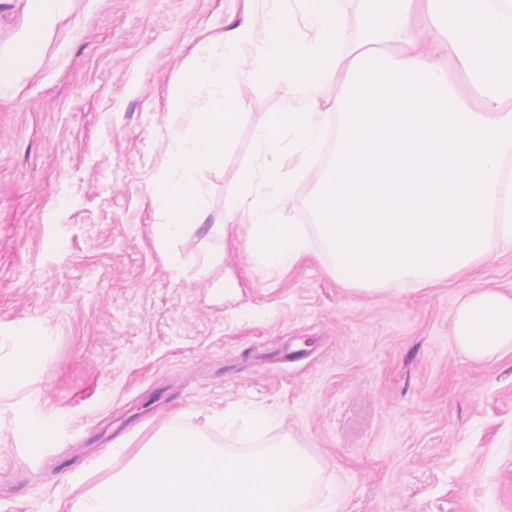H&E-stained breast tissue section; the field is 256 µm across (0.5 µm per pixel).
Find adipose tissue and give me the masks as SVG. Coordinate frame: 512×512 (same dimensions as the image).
Segmentation results:
<instances>
[{
    "instance_id": "adipose-tissue-1",
    "label": "adipose tissue",
    "mask_w": 512,
    "mask_h": 512,
    "mask_svg": "<svg viewBox=\"0 0 512 512\" xmlns=\"http://www.w3.org/2000/svg\"><path fill=\"white\" fill-rule=\"evenodd\" d=\"M69 0H26L28 18L23 42L33 44L46 37L65 17ZM456 343L469 356L482 360L512 346V295L477 288L457 307L452 323ZM45 349L33 341L15 340L10 354L0 357V393L10 392L40 359Z\"/></svg>"
}]
</instances>
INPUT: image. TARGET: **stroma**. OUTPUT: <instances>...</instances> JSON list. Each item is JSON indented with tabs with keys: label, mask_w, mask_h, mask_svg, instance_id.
Segmentation results:
<instances>
[{
	"label": "stroma",
	"mask_w": 512,
	"mask_h": 512,
	"mask_svg": "<svg viewBox=\"0 0 512 512\" xmlns=\"http://www.w3.org/2000/svg\"><path fill=\"white\" fill-rule=\"evenodd\" d=\"M30 73L0 84V348L46 345L0 395V512H65L169 429L252 454L294 443L316 462L307 512H512V349L473 360L452 336L466 292L512 294V246L428 286L347 287L308 217L304 170L290 218L309 239L292 266L249 252L224 215L254 132L285 84L240 75L236 142L195 176L205 215L158 243L169 153L206 107L180 87L198 45L299 0H70ZM246 405L271 411L249 433ZM52 448L20 435L29 412Z\"/></svg>",
	"instance_id": "obj_1"
}]
</instances>
